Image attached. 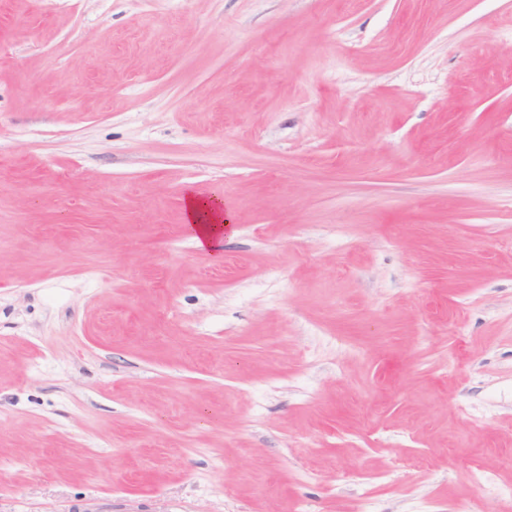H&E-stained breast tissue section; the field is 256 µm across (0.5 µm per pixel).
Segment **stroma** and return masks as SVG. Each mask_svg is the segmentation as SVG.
Segmentation results:
<instances>
[{"mask_svg": "<svg viewBox=\"0 0 512 512\" xmlns=\"http://www.w3.org/2000/svg\"><path fill=\"white\" fill-rule=\"evenodd\" d=\"M0 512H512V0H0ZM213 198L204 199L193 195L186 197V212L193 239L201 247L208 250L217 248L222 232L228 228V220L224 221V213L219 202H211ZM226 222V223H225Z\"/></svg>", "mask_w": 512, "mask_h": 512, "instance_id": "1", "label": "stroma"}]
</instances>
